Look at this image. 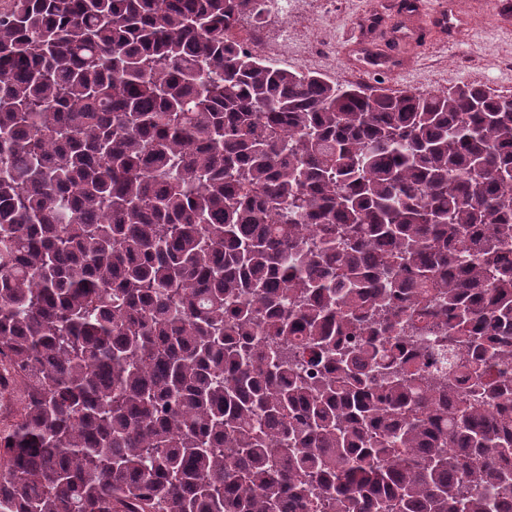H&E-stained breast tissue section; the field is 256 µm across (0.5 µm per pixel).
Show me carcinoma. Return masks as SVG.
<instances>
[{"mask_svg": "<svg viewBox=\"0 0 512 512\" xmlns=\"http://www.w3.org/2000/svg\"><path fill=\"white\" fill-rule=\"evenodd\" d=\"M260 2L0 9V512H512V112Z\"/></svg>", "mask_w": 512, "mask_h": 512, "instance_id": "1", "label": "carcinoma"}]
</instances>
